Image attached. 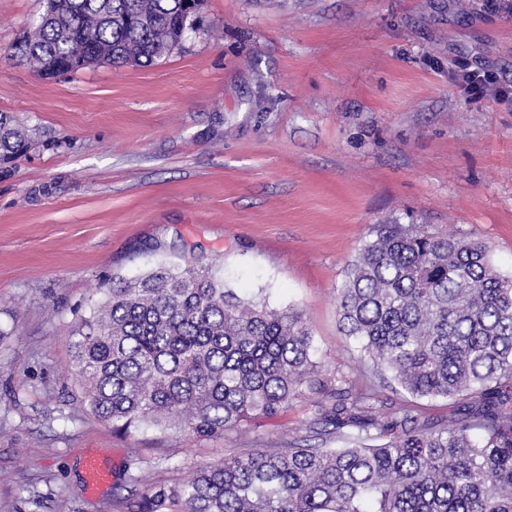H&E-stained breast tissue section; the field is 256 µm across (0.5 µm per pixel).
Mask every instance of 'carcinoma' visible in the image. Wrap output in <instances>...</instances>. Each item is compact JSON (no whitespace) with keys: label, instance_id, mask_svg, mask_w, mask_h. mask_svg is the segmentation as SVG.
Wrapping results in <instances>:
<instances>
[{"label":"carcinoma","instance_id":"cac0c4a2","mask_svg":"<svg viewBox=\"0 0 512 512\" xmlns=\"http://www.w3.org/2000/svg\"><path fill=\"white\" fill-rule=\"evenodd\" d=\"M37 35L12 46L39 72L150 66L179 46L182 0H44ZM27 144L0 113V161ZM364 384L315 402L306 435L245 448L180 487L136 491V512H512V278L485 244L379 224L337 290ZM70 372L96 416L196 439L277 417L315 381L313 337L294 308L224 288L209 266L161 265L107 289L81 319ZM416 398L474 396L433 425L410 406L380 412L375 379Z\"/></svg>","mask_w":512,"mask_h":512}]
</instances>
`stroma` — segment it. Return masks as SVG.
Returning <instances> with one entry per match:
<instances>
[{
  "label": "stroma",
  "mask_w": 512,
  "mask_h": 512,
  "mask_svg": "<svg viewBox=\"0 0 512 512\" xmlns=\"http://www.w3.org/2000/svg\"><path fill=\"white\" fill-rule=\"evenodd\" d=\"M43 0H0V112L29 149L0 170V503L129 512L131 477L173 489L242 448L301 438L360 367L336 293L377 224L485 243L512 276V98L465 100L469 70L512 83V0H204L148 67L55 79L12 55ZM212 267L241 297L297 307L322 391L217 439L124 437L86 405L71 340L112 282ZM386 413L454 406L381 388ZM111 485L84 490L82 457Z\"/></svg>",
  "instance_id": "stroma-1"
}]
</instances>
